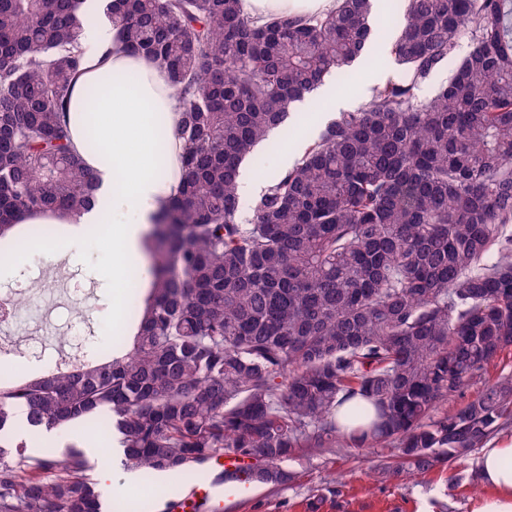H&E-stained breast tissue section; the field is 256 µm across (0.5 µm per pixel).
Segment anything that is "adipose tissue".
Returning <instances> with one entry per match:
<instances>
[{
	"label": "adipose tissue",
	"instance_id": "1",
	"mask_svg": "<svg viewBox=\"0 0 512 512\" xmlns=\"http://www.w3.org/2000/svg\"><path fill=\"white\" fill-rule=\"evenodd\" d=\"M255 16L306 14L335 9L336 0H243ZM65 109L73 151L98 187L87 212L47 211L30 224H92L112 239V284L134 285L149 224L182 185L181 115L167 69L121 45L112 26L92 29L83 45ZM478 471L495 491L477 512H512V437L485 443Z\"/></svg>",
	"mask_w": 512,
	"mask_h": 512
}]
</instances>
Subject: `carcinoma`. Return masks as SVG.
Listing matches in <instances>:
<instances>
[{"label":"carcinoma","mask_w":512,"mask_h":512,"mask_svg":"<svg viewBox=\"0 0 512 512\" xmlns=\"http://www.w3.org/2000/svg\"><path fill=\"white\" fill-rule=\"evenodd\" d=\"M88 0H0V240L31 213H79L93 172L63 108ZM402 76L342 111L240 216V164L292 103L378 42L370 0L258 18L241 0H109L118 39L171 75L182 189L147 233L144 303L124 351L0 385V512H101L86 453L31 456L35 432L99 418L122 465L201 474L247 459L282 485L307 450L394 444L398 475L483 447L512 423V0H404ZM472 49L448 84L423 86Z\"/></svg>","instance_id":"cac0c4a2"}]
</instances>
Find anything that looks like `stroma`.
<instances>
[{"mask_svg": "<svg viewBox=\"0 0 512 512\" xmlns=\"http://www.w3.org/2000/svg\"><path fill=\"white\" fill-rule=\"evenodd\" d=\"M400 68L392 53L378 55L375 78L337 85L340 98L361 107L374 85L398 78ZM29 276L40 278L44 291L38 305H22L8 344L17 352L15 363L25 366L29 345L45 347L50 361L68 366L82 357L71 329L83 327L86 341L102 344L131 337L135 323L112 288V256L103 232L84 226L78 246H71L68 225L58 227L54 248L15 251L0 265V286ZM396 452L386 445L366 451L347 448L334 456L301 453L287 462L294 475L285 486L252 484L243 498H226L224 512H475L492 490L473 483L476 456L457 459L411 476L385 471L396 463ZM129 476L121 463L111 467L112 487L105 493L111 512H152L156 500L174 494L143 477L135 491H127Z\"/></svg>", "mask_w": 512, "mask_h": 512, "instance_id": "stroma-1", "label": "stroma"}]
</instances>
